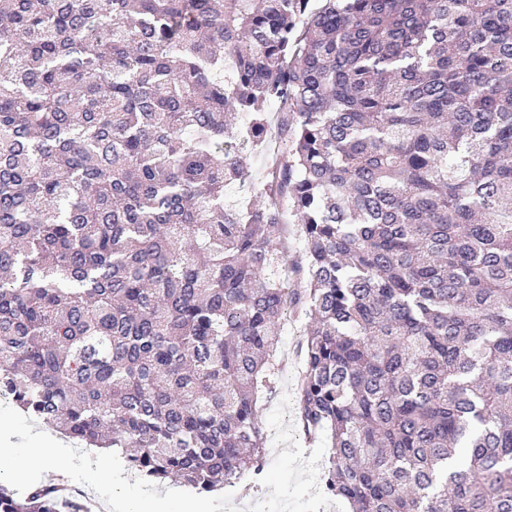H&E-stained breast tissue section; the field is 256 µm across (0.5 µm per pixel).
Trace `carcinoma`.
<instances>
[{
  "label": "carcinoma",
  "mask_w": 512,
  "mask_h": 512,
  "mask_svg": "<svg viewBox=\"0 0 512 512\" xmlns=\"http://www.w3.org/2000/svg\"><path fill=\"white\" fill-rule=\"evenodd\" d=\"M312 2L0 4V397L152 482L257 479L292 310L326 494L512 512V0Z\"/></svg>",
  "instance_id": "cac0c4a2"
}]
</instances>
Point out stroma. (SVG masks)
I'll list each match as a JSON object with an SVG mask.
<instances>
[{
  "label": "stroma",
  "instance_id": "obj_1",
  "mask_svg": "<svg viewBox=\"0 0 512 512\" xmlns=\"http://www.w3.org/2000/svg\"><path fill=\"white\" fill-rule=\"evenodd\" d=\"M307 322L287 314L280 325L273 392L261 393L257 417L266 435V465L260 481L245 478L235 486L201 496L191 487L183 492L202 497L204 512H349L346 502L324 494L323 467L329 457L327 443L306 442L294 410V388L302 367L300 344ZM35 420L10 400L0 397V465L10 466L22 448L29 446V431ZM112 479H102L88 466L87 456L74 452L68 462L74 480L95 485L93 512H103L100 503L112 496V480H120L129 495L152 494L163 498L166 484L151 483L127 468L119 454H111Z\"/></svg>",
  "mask_w": 512,
  "mask_h": 512
}]
</instances>
